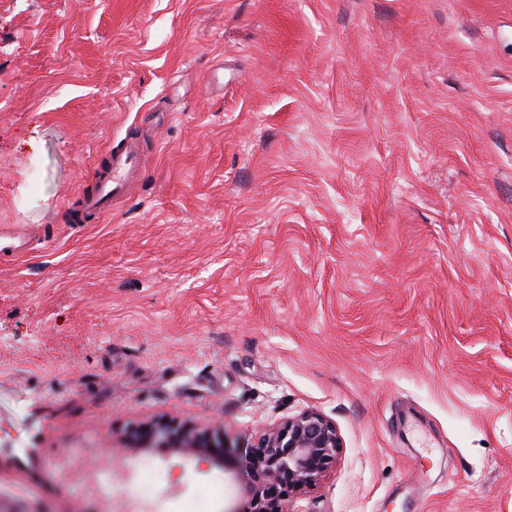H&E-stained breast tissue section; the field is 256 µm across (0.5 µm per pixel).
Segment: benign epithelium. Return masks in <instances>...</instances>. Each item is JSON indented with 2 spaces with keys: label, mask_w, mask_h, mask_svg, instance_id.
I'll return each instance as SVG.
<instances>
[{
  "label": "benign epithelium",
  "mask_w": 512,
  "mask_h": 512,
  "mask_svg": "<svg viewBox=\"0 0 512 512\" xmlns=\"http://www.w3.org/2000/svg\"><path fill=\"white\" fill-rule=\"evenodd\" d=\"M147 428L161 445L178 438L175 451L210 465H224L212 452L224 440L223 422L208 427L180 423L168 416ZM342 441L336 425L316 410H305L252 437L242 462L243 495L231 512H295V501L324 480L336 463Z\"/></svg>",
  "instance_id": "1"
}]
</instances>
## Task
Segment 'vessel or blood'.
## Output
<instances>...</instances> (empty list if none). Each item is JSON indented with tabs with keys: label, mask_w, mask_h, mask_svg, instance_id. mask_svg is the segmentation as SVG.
I'll list each match as a JSON object with an SVG mask.
<instances>
[{
	"label": "vessel or blood",
	"mask_w": 512,
	"mask_h": 512,
	"mask_svg": "<svg viewBox=\"0 0 512 512\" xmlns=\"http://www.w3.org/2000/svg\"><path fill=\"white\" fill-rule=\"evenodd\" d=\"M139 174V156L134 147L109 154L104 167L89 176L92 189L83 197L82 212L97 215L106 211L113 197L120 195L127 182ZM34 235L32 227L23 224L0 226V257L20 258L27 254Z\"/></svg>",
	"instance_id": "1"
}]
</instances>
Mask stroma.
Wrapping results in <instances>:
<instances>
[{"mask_svg": "<svg viewBox=\"0 0 512 512\" xmlns=\"http://www.w3.org/2000/svg\"><path fill=\"white\" fill-rule=\"evenodd\" d=\"M140 175L74 223L94 166ZM0 512H230L235 443L314 409L298 512H512V0H0ZM34 229L23 224L0 226V257L20 258L28 253ZM146 428L152 433L155 443L161 445L168 442L169 438L177 437L178 444L173 448L178 454L187 458H195L199 461L208 462L211 466H224L222 455L214 454L211 450L213 443L221 440L224 446L223 422L215 421L208 427H198L180 423L174 418L161 416L152 420Z\"/></svg>", "mask_w": 512, "mask_h": 512, "instance_id": "stroma-1", "label": "stroma"}]
</instances>
